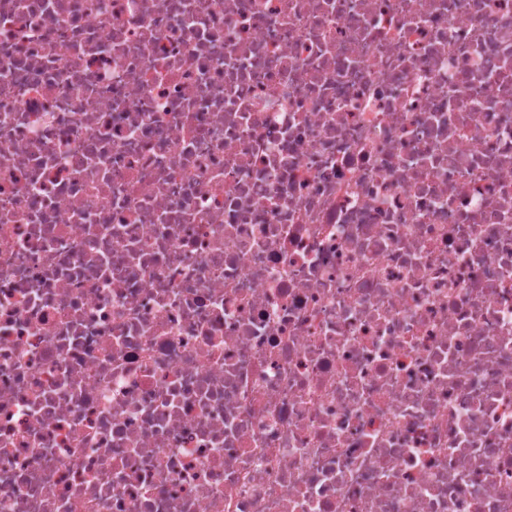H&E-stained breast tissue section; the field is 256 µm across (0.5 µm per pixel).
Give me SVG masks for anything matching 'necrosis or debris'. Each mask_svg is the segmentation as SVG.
<instances>
[{
    "label": "necrosis or debris",
    "mask_w": 512,
    "mask_h": 512,
    "mask_svg": "<svg viewBox=\"0 0 512 512\" xmlns=\"http://www.w3.org/2000/svg\"><path fill=\"white\" fill-rule=\"evenodd\" d=\"M0 512H512V0H0Z\"/></svg>",
    "instance_id": "1"
}]
</instances>
